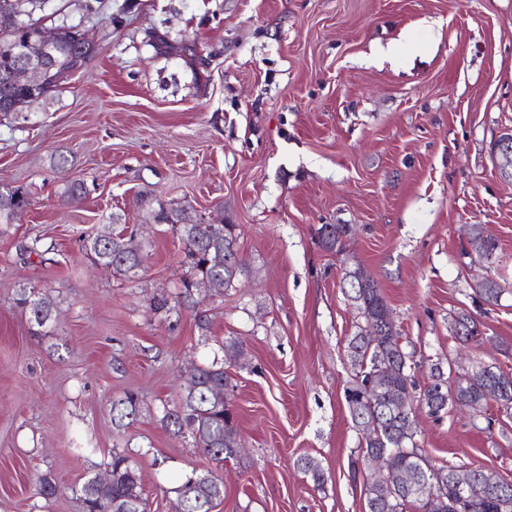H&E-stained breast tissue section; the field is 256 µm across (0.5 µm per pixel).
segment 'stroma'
<instances>
[{
	"instance_id": "obj_1",
	"label": "stroma",
	"mask_w": 512,
	"mask_h": 512,
	"mask_svg": "<svg viewBox=\"0 0 512 512\" xmlns=\"http://www.w3.org/2000/svg\"><path fill=\"white\" fill-rule=\"evenodd\" d=\"M40 17L82 25L96 48L46 100L0 112V186L30 198L0 226V512H83L81 487L116 450L138 464L150 512H175L192 473L223 482L212 512H363L343 263L378 283L418 383L456 359L464 309L479 357L512 369V182L491 156L512 129V0H45ZM388 45L395 61L376 55ZM73 182L81 199L63 194ZM170 202L236 225L249 275L169 317L152 305L177 291L176 238L151 229L131 278L78 239ZM322 224L353 225L344 255L318 244ZM475 225L498 243L491 263L474 261ZM37 237L47 261L23 262ZM485 276L504 293L482 312ZM23 288L53 303L48 332L17 306ZM230 338L244 450L220 463L161 417ZM129 391L140 406L119 428L111 406ZM419 424L437 462L512 480V417L486 406ZM45 475L56 496L38 494Z\"/></svg>"
}]
</instances>
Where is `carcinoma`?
Returning a JSON list of instances; mask_svg holds the SVG:
<instances>
[{"label": "carcinoma", "instance_id": "obj_1", "mask_svg": "<svg viewBox=\"0 0 512 512\" xmlns=\"http://www.w3.org/2000/svg\"><path fill=\"white\" fill-rule=\"evenodd\" d=\"M10 41L14 51H0V101L24 96L23 90L8 81L15 61L18 37L12 31L0 30V42ZM77 47L72 33L61 34L58 64L43 76L46 94L62 85L77 66ZM29 205L27 193L19 188L0 190V224H12ZM183 210L173 204L159 205L153 213L154 223L164 231L175 235L183 244L182 260L185 272L180 279L181 292L174 303L160 299L154 304L157 312L190 308L194 304L192 287L197 282L208 281L223 290L235 287L239 277L245 274V260L237 248L235 224H184ZM321 246L339 255L345 252V239L350 236L346 224H322L317 228ZM82 252L94 264L111 268L120 275H127L142 267L144 250L135 237L122 231L103 240L90 236L81 243ZM342 293L358 310L362 323L347 344L348 356L353 367V378L344 396L354 425L377 423L379 436L373 438L360 433L362 455L373 448L390 462L389 472L405 465L417 463V458L432 468L438 494L448 497L450 484L463 480L475 483L470 512H512V482H507L496 494L497 500H488L484 489L477 484V469L439 465L419 443L420 432L417 411L426 409L427 415L441 418L454 406L448 403V378L441 368L431 370L430 382L418 387L415 380L413 354L396 324L384 322L382 311L389 308L375 281L363 285L349 279L348 265L342 267L340 280ZM503 289L500 283L486 277L476 283L474 293L483 304H498ZM18 304L30 314V321L43 328L53 320L52 303L29 291L22 292ZM230 386V376L224 364L214 360L197 366L189 377L181 402L164 410L162 422L175 434L188 432L196 447L218 462H224L237 454L239 441L232 409L224 391ZM483 384L465 385L457 398L462 406L482 397ZM140 405L138 395L129 392L112 402V419L116 426H125V420H133ZM111 473V483L101 489L96 479H89L81 488L84 512H147L148 499L143 496L139 468L129 456L115 451L106 464ZM182 500L185 512H209L206 504L224 495V488L192 476L174 489ZM365 512H448V506L439 503L427 507L416 497L399 495L384 497L382 484H367L365 488Z\"/></svg>", "mask_w": 512, "mask_h": 512}]
</instances>
